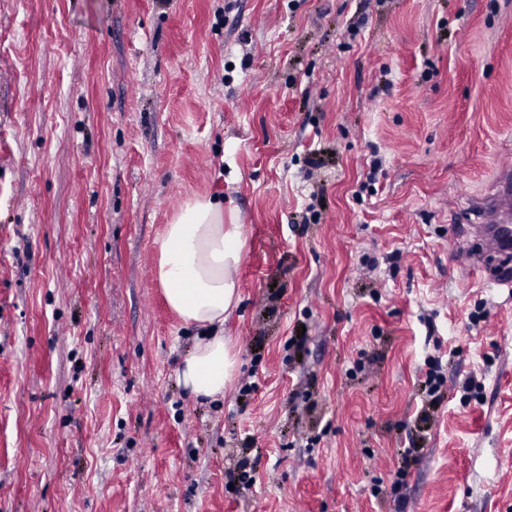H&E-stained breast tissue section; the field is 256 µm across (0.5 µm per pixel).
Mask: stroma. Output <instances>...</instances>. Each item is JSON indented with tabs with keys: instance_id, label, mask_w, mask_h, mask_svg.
Instances as JSON below:
<instances>
[{
	"instance_id": "1",
	"label": "stroma",
	"mask_w": 512,
	"mask_h": 512,
	"mask_svg": "<svg viewBox=\"0 0 512 512\" xmlns=\"http://www.w3.org/2000/svg\"><path fill=\"white\" fill-rule=\"evenodd\" d=\"M509 157L512 0H0V512H512V288L455 255ZM196 198L244 241L204 402ZM211 199L185 204L167 224L159 248L157 277L169 306L200 335L185 359L180 379L196 398L223 395L237 359L224 337V321L238 306L237 268L244 242L231 212Z\"/></svg>"
}]
</instances>
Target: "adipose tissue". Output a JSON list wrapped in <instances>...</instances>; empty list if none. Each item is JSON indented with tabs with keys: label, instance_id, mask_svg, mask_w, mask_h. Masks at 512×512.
I'll return each instance as SVG.
<instances>
[{
	"label": "adipose tissue",
	"instance_id": "adipose-tissue-1",
	"mask_svg": "<svg viewBox=\"0 0 512 512\" xmlns=\"http://www.w3.org/2000/svg\"><path fill=\"white\" fill-rule=\"evenodd\" d=\"M243 246L239 225L225 223L223 207L209 199L186 203L164 231L157 277L169 306L200 330L180 372L198 398L223 394L236 369L224 322L240 300L236 274Z\"/></svg>",
	"mask_w": 512,
	"mask_h": 512
}]
</instances>
